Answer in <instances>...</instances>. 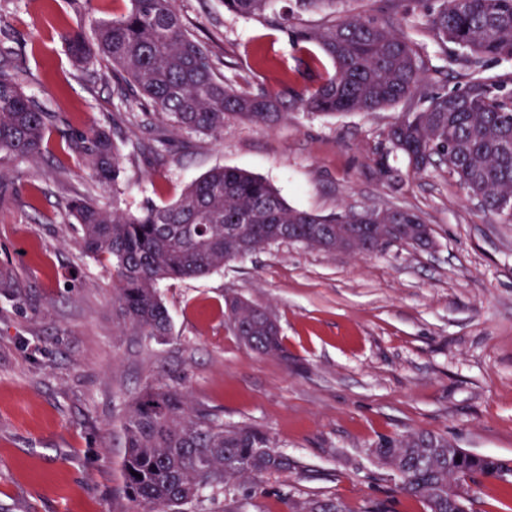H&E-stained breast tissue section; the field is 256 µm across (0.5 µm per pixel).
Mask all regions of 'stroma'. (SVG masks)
Returning a JSON list of instances; mask_svg holds the SVG:
<instances>
[{"instance_id":"stroma-1","label":"stroma","mask_w":512,"mask_h":512,"mask_svg":"<svg viewBox=\"0 0 512 512\" xmlns=\"http://www.w3.org/2000/svg\"><path fill=\"white\" fill-rule=\"evenodd\" d=\"M128 0H0V29L22 86L50 113L48 148L0 156V512H131L123 491L122 417L145 388L178 387L228 426L269 434L294 467L205 492L201 512H286L335 500L349 512H426L371 454L382 438L429 431L512 465V224L483 212L447 168L379 176L375 159L400 107L323 117L294 111L276 125L230 121L223 138L157 135L155 117L116 94L103 63L75 64L64 33H91ZM226 83L287 94L317 87L334 66L293 46L271 22L221 0H178ZM416 43L425 93L479 76L512 88V60L479 72L438 44L417 0L388 15ZM113 133L115 183H99L72 148L89 128ZM246 170L295 208H404L433 230L426 250L369 256L281 243L208 275L162 282L172 334L118 324L112 272L82 253L69 200L137 213L177 201L211 169ZM236 295L274 312L287 360L254 354L224 319Z\"/></svg>"}]
</instances>
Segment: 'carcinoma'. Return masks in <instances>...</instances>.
I'll return each instance as SVG.
<instances>
[{"instance_id": "obj_1", "label": "carcinoma", "mask_w": 512, "mask_h": 512, "mask_svg": "<svg viewBox=\"0 0 512 512\" xmlns=\"http://www.w3.org/2000/svg\"><path fill=\"white\" fill-rule=\"evenodd\" d=\"M273 0H228L236 15L265 20ZM434 38L453 44L469 67L485 59H512V0H420ZM130 9L72 36L77 64L112 66L117 94L152 107L157 120L178 131L224 135L227 119L271 125L288 117L279 95L240 92L224 83L208 47L186 29L176 0H129ZM344 0H294L282 16L294 44L316 43L335 73L316 89L295 92L292 110L335 116L375 112L408 104L385 131L388 145L377 161L390 176L392 153L421 174L443 164L467 197L483 211L512 223L502 201L512 197V89L481 79L465 88L434 94L419 106L424 81L416 44L385 20L339 9ZM342 16L322 29L307 28L299 16L327 11ZM13 50L0 46V153L34 157L47 147L51 115L21 87L11 65ZM77 153L102 184L115 181L118 147L103 129L74 140ZM81 224L83 251L112 267L113 302L121 324L149 337L171 335L158 285L168 279L204 276L288 238L326 252L373 254L391 244L428 249L431 228L411 210L379 226V236L358 243L360 225L380 209L319 215L289 207L270 183L250 173L218 167L193 183L176 202L129 213L108 211L85 198L68 204ZM224 316L251 351L288 359L275 315L238 297L225 300ZM124 493L133 512H188L207 490L220 491L244 478L286 472L293 462L261 430L226 427L209 409L191 404L175 387L147 388L123 421ZM372 454L393 474L399 490L426 512H448V496L471 492L479 477L501 479L509 468L491 456L460 455L442 436L417 432L385 438ZM138 472L134 476L131 471ZM288 512H346L339 502H293Z\"/></svg>"}]
</instances>
